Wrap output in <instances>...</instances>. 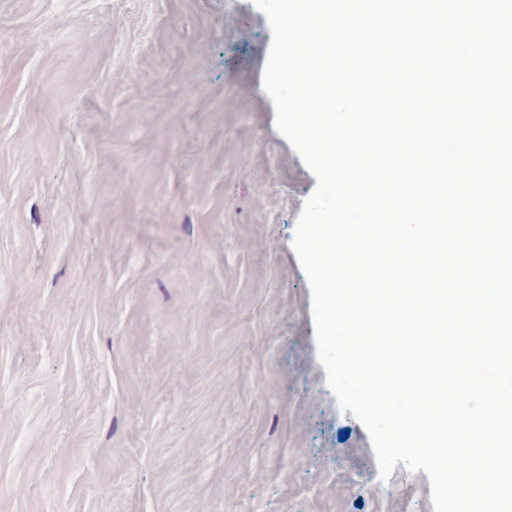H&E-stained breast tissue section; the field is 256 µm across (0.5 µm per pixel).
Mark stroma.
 <instances>
[{
  "label": "stroma",
  "mask_w": 512,
  "mask_h": 512,
  "mask_svg": "<svg viewBox=\"0 0 512 512\" xmlns=\"http://www.w3.org/2000/svg\"><path fill=\"white\" fill-rule=\"evenodd\" d=\"M254 0H0V512H433L292 247Z\"/></svg>",
  "instance_id": "35a3bbf8"
}]
</instances>
